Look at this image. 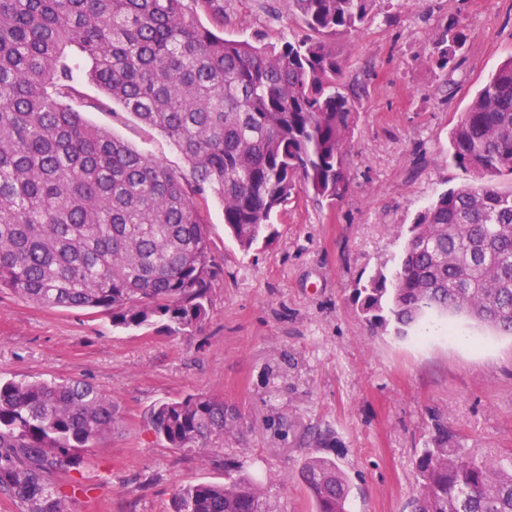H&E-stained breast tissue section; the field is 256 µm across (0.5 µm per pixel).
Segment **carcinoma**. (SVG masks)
I'll use <instances>...</instances> for the list:
<instances>
[{
  "instance_id": "carcinoma-1",
  "label": "carcinoma",
  "mask_w": 512,
  "mask_h": 512,
  "mask_svg": "<svg viewBox=\"0 0 512 512\" xmlns=\"http://www.w3.org/2000/svg\"><path fill=\"white\" fill-rule=\"evenodd\" d=\"M377 2L288 0L306 34L267 45L224 36V0H0V293L103 312L117 329L200 328L224 274L201 199H220L248 252L272 241L274 214L298 194L344 197L358 97L336 44ZM466 41L463 25L431 34L443 75ZM109 101L168 139L188 173L83 119ZM449 150L473 180L417 213L398 265L357 282L354 304L375 329L437 310L512 335V191L496 187L512 177V58L451 129ZM148 419L180 451L222 445L230 426L224 400L203 392L157 402ZM122 422L83 379L0 380V488L29 512H63L49 475ZM434 430L415 460L413 512H512V462L475 453L438 420ZM300 481L315 512H347L335 462L309 458ZM172 512L278 510L251 476L228 473L176 486Z\"/></svg>"
}]
</instances>
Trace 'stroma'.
<instances>
[{
  "label": "stroma",
  "instance_id": "1",
  "mask_svg": "<svg viewBox=\"0 0 512 512\" xmlns=\"http://www.w3.org/2000/svg\"><path fill=\"white\" fill-rule=\"evenodd\" d=\"M463 23L462 62L438 75L426 44ZM224 32L278 44L302 35L286 0H224ZM360 87L348 190L336 204L302 195L274 220L271 243L243 252L207 199L212 252L224 277L209 321L189 334L113 328L101 312L46 309L0 294V377L81 378L112 397L122 429L88 464L55 474L65 512H171L181 483L250 474L288 512H313L298 473L309 457L336 462L348 512H411L415 458L434 419L467 447L512 454V336L465 315L430 312L405 332L372 329L351 301L358 280L394 269L415 215L471 176L448 157L453 125L512 57V0H379L340 42ZM84 119L182 172L183 157L130 115ZM207 392L232 421L224 445L168 448L149 428L158 401Z\"/></svg>",
  "mask_w": 512,
  "mask_h": 512
}]
</instances>
